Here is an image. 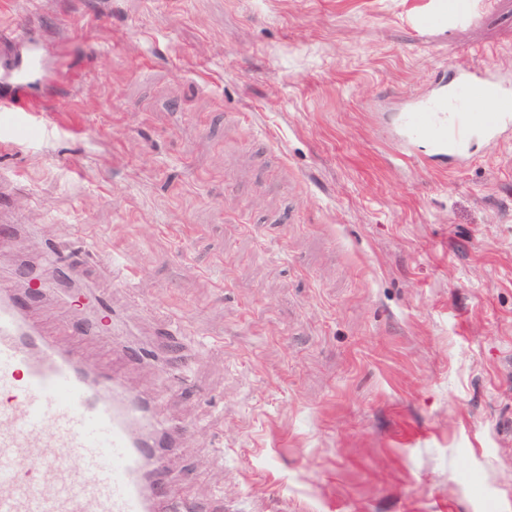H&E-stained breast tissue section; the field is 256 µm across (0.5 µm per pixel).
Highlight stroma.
<instances>
[{"mask_svg":"<svg viewBox=\"0 0 512 512\" xmlns=\"http://www.w3.org/2000/svg\"><path fill=\"white\" fill-rule=\"evenodd\" d=\"M443 9L447 25L417 26ZM54 43L0 218L102 266L126 328L56 343L183 427L211 512H512V137L401 160L397 104L512 78V0H0ZM180 335L134 365L154 322Z\"/></svg>","mask_w":512,"mask_h":512,"instance_id":"35a3bbf8","label":"stroma"}]
</instances>
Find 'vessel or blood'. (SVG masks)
Segmentation results:
<instances>
[{"mask_svg":"<svg viewBox=\"0 0 512 512\" xmlns=\"http://www.w3.org/2000/svg\"><path fill=\"white\" fill-rule=\"evenodd\" d=\"M44 45L30 41L23 55L0 69V114L13 141L27 137L24 113L44 108L34 93ZM493 99L494 114L482 119L471 105ZM512 133V79L488 64L453 68L433 90L405 103L394 133L398 154L423 152L465 165L476 145H497ZM28 295L0 289V512H209L176 496L164 478L167 449L178 447L157 408L127 392L105 372L86 367L32 323L28 310L58 283L23 265ZM95 315L76 322L84 337L112 334V311L96 300ZM34 459L37 470L20 463ZM70 478H62V470Z\"/></svg>","mask_w":512,"mask_h":512,"instance_id":"obj_1","label":"vessel or blood"}]
</instances>
